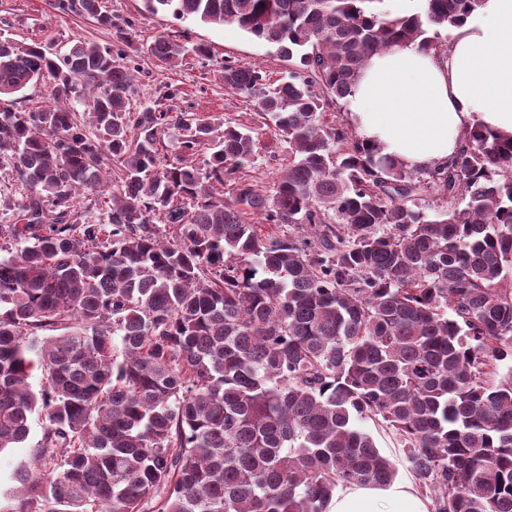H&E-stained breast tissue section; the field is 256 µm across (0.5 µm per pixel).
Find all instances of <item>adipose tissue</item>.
Listing matches in <instances>:
<instances>
[{
	"label": "adipose tissue",
	"instance_id": "adipose-tissue-1",
	"mask_svg": "<svg viewBox=\"0 0 512 512\" xmlns=\"http://www.w3.org/2000/svg\"><path fill=\"white\" fill-rule=\"evenodd\" d=\"M352 124L383 153L424 169L448 161L480 126L512 138V0H482L444 51L400 45L374 56L349 101ZM325 512H430L411 483L348 486Z\"/></svg>",
	"mask_w": 512,
	"mask_h": 512
}]
</instances>
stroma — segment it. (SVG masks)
<instances>
[{
	"instance_id": "obj_1",
	"label": "stroma",
	"mask_w": 512,
	"mask_h": 512,
	"mask_svg": "<svg viewBox=\"0 0 512 512\" xmlns=\"http://www.w3.org/2000/svg\"><path fill=\"white\" fill-rule=\"evenodd\" d=\"M102 2L116 21L130 20L135 24L136 37L130 51L135 73L134 102L154 101L158 88L166 85L174 92L168 101L172 111L210 113L250 126L256 123L257 117L243 97L225 88L220 79L221 64L228 59L258 66L274 79L287 74L288 65L279 59L275 48L247 36L235 25L181 21L169 10L151 14L144 10L141 0ZM0 33L24 42L41 41L61 52L79 40L103 45L116 39L115 30L60 14L50 6L49 0H0ZM163 33L175 35L188 48L182 65L164 66L147 53V45ZM200 43L209 46L210 57L193 54V47ZM287 160V143L274 133L263 134L249 173L255 176L260 189H270ZM44 424L42 416L33 415L28 439L19 447L0 451L1 492L14 486L15 470L31 461Z\"/></svg>"
}]
</instances>
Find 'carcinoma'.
<instances>
[{
	"mask_svg": "<svg viewBox=\"0 0 512 512\" xmlns=\"http://www.w3.org/2000/svg\"><path fill=\"white\" fill-rule=\"evenodd\" d=\"M142 2L289 62L273 82L221 69L289 162L265 192L245 172L255 129L133 107L122 28L62 54L0 35V168L23 187L0 224L21 244L0 257V451L45 420L0 512H324L340 486L396 479L366 420L398 436L435 512H512V369L488 381L512 361V143L475 128L410 169L342 115L373 56L440 53L479 0ZM51 5L114 26L101 0ZM147 51L186 55L166 35ZM44 79L51 103L18 109ZM109 169L104 222H79Z\"/></svg>",
	"mask_w": 512,
	"mask_h": 512,
	"instance_id": "obj_1",
	"label": "carcinoma"
}]
</instances>
